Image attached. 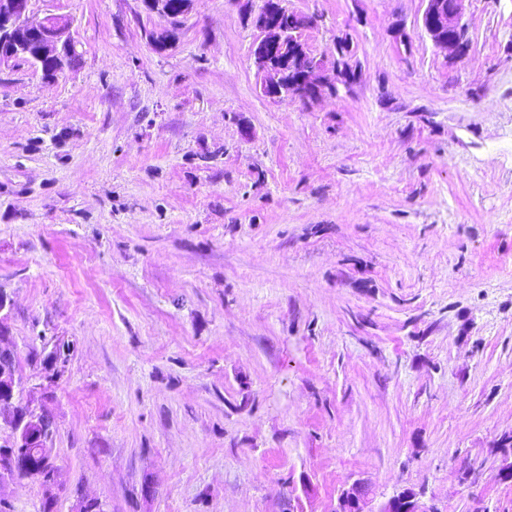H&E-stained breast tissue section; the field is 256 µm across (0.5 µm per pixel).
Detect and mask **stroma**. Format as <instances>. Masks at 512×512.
Returning <instances> with one entry per match:
<instances>
[{"label": "stroma", "instance_id": "stroma-1", "mask_svg": "<svg viewBox=\"0 0 512 512\" xmlns=\"http://www.w3.org/2000/svg\"><path fill=\"white\" fill-rule=\"evenodd\" d=\"M264 4L193 0L159 50L141 0H32L78 58L0 67V346L54 512H512V0H465L453 57L426 0H283L325 64L350 39L307 104L262 93ZM368 495L369 490L364 482H354L341 492L335 512H367ZM416 498V494L405 489L389 498L378 512H430Z\"/></svg>", "mask_w": 512, "mask_h": 512}]
</instances>
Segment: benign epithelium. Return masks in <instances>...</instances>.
Returning a JSON list of instances; mask_svg holds the SVG:
<instances>
[{
	"mask_svg": "<svg viewBox=\"0 0 512 512\" xmlns=\"http://www.w3.org/2000/svg\"><path fill=\"white\" fill-rule=\"evenodd\" d=\"M167 0H143L148 13L166 20L167 26L150 33L156 47L168 45L181 16L169 13ZM465 0H427L422 24L425 32L437 47L453 52L465 49L459 35L465 31L462 24ZM260 35L255 40L251 57L258 72L264 74L263 93L272 100L291 97L307 103L318 98L323 91H337V85L349 86L353 70L347 61L349 46L336 45L337 57L331 68L324 61L311 56L301 40L304 30L313 27L314 17L286 9L282 0H265V6L254 19ZM72 22L63 14L48 12L39 18L31 9V0H0V66L12 61L29 60L32 39L39 40L38 54L57 63L62 68L75 51L71 32ZM23 393L18 375L15 353L0 347V409L9 408L6 419L10 428L9 440L0 446V500L4 484L19 479L26 470L29 478L37 481L44 497L53 499L64 489L61 479L45 476L50 461L45 459L38 468L31 467L30 457L23 455L28 448H45L55 433L56 422L45 407L32 402L20 403ZM369 495L363 482H355L338 497L336 512H366ZM378 512H430L405 489L389 498Z\"/></svg>",
	"mask_w": 512,
	"mask_h": 512,
	"instance_id": "7a95c632",
	"label": "benign epithelium"
}]
</instances>
